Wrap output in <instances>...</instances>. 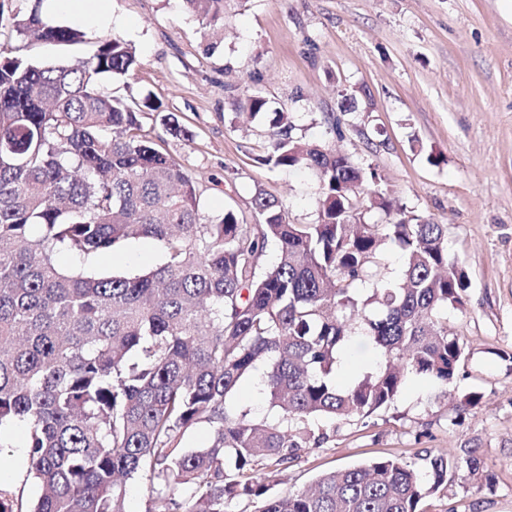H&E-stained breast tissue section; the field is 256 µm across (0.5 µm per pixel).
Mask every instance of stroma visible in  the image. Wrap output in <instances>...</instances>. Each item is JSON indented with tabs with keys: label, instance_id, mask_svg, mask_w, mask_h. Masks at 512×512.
Here are the masks:
<instances>
[{
	"label": "stroma",
	"instance_id": "stroma-1",
	"mask_svg": "<svg viewBox=\"0 0 512 512\" xmlns=\"http://www.w3.org/2000/svg\"><path fill=\"white\" fill-rule=\"evenodd\" d=\"M36 4L0 0V31L13 34L29 63L74 61L111 34L134 45L136 75L104 77L98 87L159 103L143 113V126L159 150L206 179V217L229 207L249 212L263 189L287 204L293 223L317 219L314 177L262 164L265 122L235 116L236 101L256 93L291 113L295 137L376 167L410 210L448 227V253L470 277L463 306L448 314L470 351L456 392L477 393L478 405L460 411L442 385L412 378L388 409L317 422L328 441L289 464L273 491L304 489L379 456L419 470L427 453L446 450L448 490L425 498L421 512H512V0H232L218 40L181 0H107L123 25L46 15L84 32V44L72 48L14 35ZM166 114L186 135L161 123ZM431 154L440 164L428 162ZM162 261L160 244L147 238L118 257L57 256L63 270L106 276L142 274ZM25 433L20 424L0 431V486L32 498ZM472 455L487 480L472 475Z\"/></svg>",
	"mask_w": 512,
	"mask_h": 512
}]
</instances>
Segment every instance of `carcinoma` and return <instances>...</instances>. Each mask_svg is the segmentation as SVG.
Instances as JSON below:
<instances>
[{"mask_svg":"<svg viewBox=\"0 0 512 512\" xmlns=\"http://www.w3.org/2000/svg\"><path fill=\"white\" fill-rule=\"evenodd\" d=\"M222 29L229 0H182ZM16 35L74 45L79 30L34 10ZM0 33V429L27 425L28 476L39 494L0 487V512H126L127 482H149L146 512H418L448 490L450 455L419 471L394 458L322 474L286 495L270 478L327 439L310 421L364 418L393 405L408 378L454 383L468 356L448 330L470 279L448 255V225L392 198L372 166L293 135L290 113L252 93L237 109L268 125L265 162L318 183L317 220L290 222L283 201L256 192L254 223L232 208L201 210L204 185L154 147L141 114L102 94V75L131 77L136 50L118 36L65 64L14 55ZM382 211L383 224L364 215ZM140 238L163 264L136 276L62 270V251L115 256ZM402 251V283L381 270L384 245ZM277 259L264 264L269 248ZM355 336L380 360L336 385ZM277 415L234 407L256 365ZM210 430L187 449L188 432Z\"/></svg>","mask_w":512,"mask_h":512,"instance_id":"obj_1","label":"carcinoma"}]
</instances>
